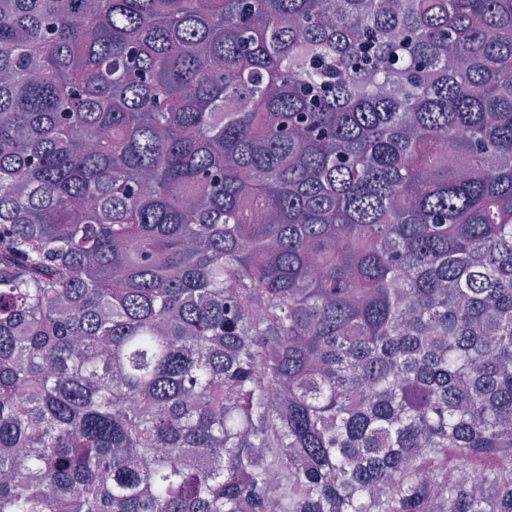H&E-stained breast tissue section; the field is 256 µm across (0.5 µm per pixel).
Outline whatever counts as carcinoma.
<instances>
[{
  "label": "carcinoma",
  "instance_id": "1",
  "mask_svg": "<svg viewBox=\"0 0 512 512\" xmlns=\"http://www.w3.org/2000/svg\"><path fill=\"white\" fill-rule=\"evenodd\" d=\"M0 512H512V0H0Z\"/></svg>",
  "mask_w": 512,
  "mask_h": 512
}]
</instances>
